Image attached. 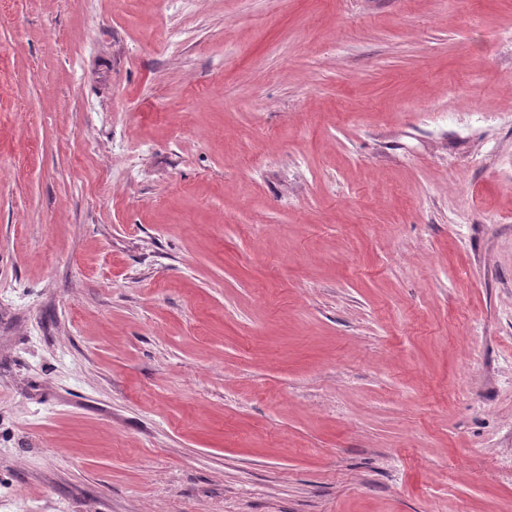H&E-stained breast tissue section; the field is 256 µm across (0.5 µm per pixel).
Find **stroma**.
<instances>
[{"mask_svg": "<svg viewBox=\"0 0 512 512\" xmlns=\"http://www.w3.org/2000/svg\"><path fill=\"white\" fill-rule=\"evenodd\" d=\"M0 512H512V0H0Z\"/></svg>", "mask_w": 512, "mask_h": 512, "instance_id": "35a3bbf8", "label": "stroma"}]
</instances>
